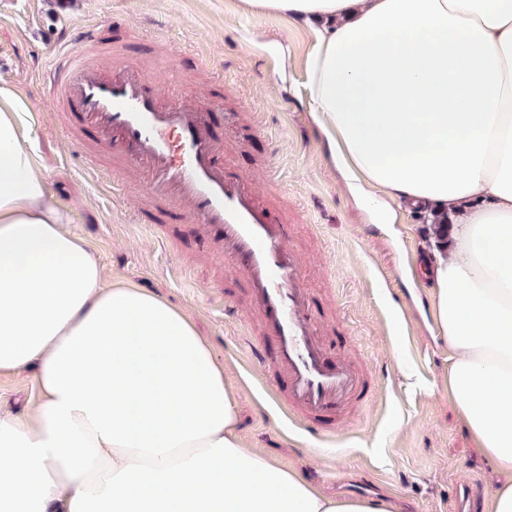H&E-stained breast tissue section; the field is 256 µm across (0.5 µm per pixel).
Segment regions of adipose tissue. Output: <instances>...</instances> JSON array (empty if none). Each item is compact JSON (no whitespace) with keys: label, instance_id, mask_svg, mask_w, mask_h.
I'll return each mask as SVG.
<instances>
[{"label":"adipose tissue","instance_id":"adipose-tissue-1","mask_svg":"<svg viewBox=\"0 0 512 512\" xmlns=\"http://www.w3.org/2000/svg\"><path fill=\"white\" fill-rule=\"evenodd\" d=\"M305 24V99L350 192L447 223L422 251L453 352L448 392L512 512V0H241ZM0 89V372L39 401L0 416V512H389L242 445L235 398L183 310L106 285Z\"/></svg>","mask_w":512,"mask_h":512}]
</instances>
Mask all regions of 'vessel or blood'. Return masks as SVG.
Returning <instances> with one entry per match:
<instances>
[{
    "label": "vessel or blood",
    "instance_id": "vessel-or-blood-1",
    "mask_svg": "<svg viewBox=\"0 0 512 512\" xmlns=\"http://www.w3.org/2000/svg\"><path fill=\"white\" fill-rule=\"evenodd\" d=\"M58 42L44 71L50 107L71 114L102 152L135 169L151 201L140 223L182 220L211 235L248 290L261 326L253 354L267 383L287 379L290 411L310 425L366 401L368 377L331 352L315 320L287 218L275 214L251 178L221 163L223 148L203 109L179 87H159L138 65L101 63L97 26L78 25Z\"/></svg>",
    "mask_w": 512,
    "mask_h": 512
}]
</instances>
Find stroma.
Masks as SVG:
<instances>
[{
  "label": "stroma",
  "instance_id": "stroma-1",
  "mask_svg": "<svg viewBox=\"0 0 512 512\" xmlns=\"http://www.w3.org/2000/svg\"><path fill=\"white\" fill-rule=\"evenodd\" d=\"M102 25L113 51L153 77L186 84L208 106L214 138L233 170L252 175L271 207L295 218L291 241L306 263L327 343L374 382L347 419L309 436L287 417L283 387L249 363L245 340L258 332L238 274L203 231L190 224L137 220L139 183L68 151L70 119L47 111L38 71L72 22ZM181 49L175 67L158 65L163 43ZM305 26L245 11L239 0H0V88L32 108L27 144L48 190L70 216L110 280L156 293L189 311L224 367L237 399L246 447L302 476L318 472L329 496L387 498L397 512H457L462 487L493 490L498 476L477 448L445 387L451 353L433 318L431 290L416 276L428 226L396 208L378 223L356 204L331 166L304 101ZM224 102L209 105L214 71ZM261 132L236 137L237 128ZM33 372L0 375V413L25 415L37 401Z\"/></svg>",
  "mask_w": 512,
  "mask_h": 512
}]
</instances>
